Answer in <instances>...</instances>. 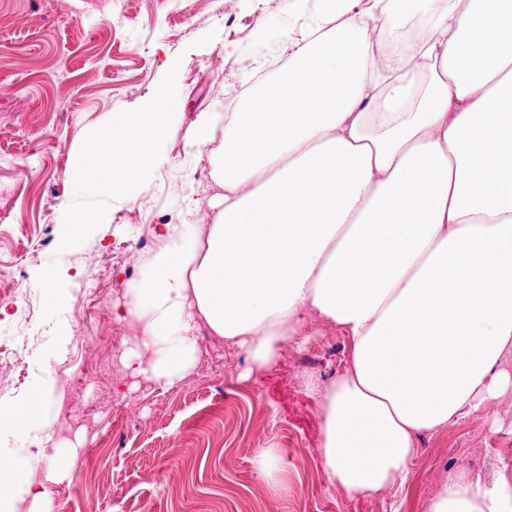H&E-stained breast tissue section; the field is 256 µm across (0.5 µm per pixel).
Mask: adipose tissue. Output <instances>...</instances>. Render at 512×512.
Wrapping results in <instances>:
<instances>
[{
	"label": "adipose tissue",
	"instance_id": "obj_1",
	"mask_svg": "<svg viewBox=\"0 0 512 512\" xmlns=\"http://www.w3.org/2000/svg\"><path fill=\"white\" fill-rule=\"evenodd\" d=\"M172 93L116 112L67 168L69 223H102L89 198L147 186L178 129ZM121 138H113V129ZM224 192L213 224L185 199L112 318L135 322L133 377L186 380L198 332L262 372L310 317L347 337L327 383L321 455L353 497L404 482L416 438L512 389V0H342L332 28L309 25L286 71L230 112H203ZM60 394L37 383L0 411V512H52L47 483L73 448L49 433ZM428 512H512V488L452 473Z\"/></svg>",
	"mask_w": 512,
	"mask_h": 512
}]
</instances>
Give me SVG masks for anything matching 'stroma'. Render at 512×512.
<instances>
[{
  "label": "stroma",
  "instance_id": "obj_1",
  "mask_svg": "<svg viewBox=\"0 0 512 512\" xmlns=\"http://www.w3.org/2000/svg\"><path fill=\"white\" fill-rule=\"evenodd\" d=\"M0 0V285L32 289L56 270L58 304L39 300L32 326L15 306L0 314V403L14 404L46 372L79 356L87 374L61 382L54 437L75 447L71 473L49 488L53 512H427L448 473L512 486V391L482 411L419 434L407 480L352 498L331 485L321 457L322 402L308 376L329 381L350 357L333 326L314 320L304 346L249 372L244 355L201 331L208 355L186 381L120 393L118 360L137 336L112 320V303L140 269L133 245L176 221L192 195L210 224L221 192L207 150L191 147L200 113L233 105L263 75L287 67L288 46L321 15L287 0ZM175 86L177 136L150 184L112 207L104 223L72 230L65 171L86 131L114 112H143ZM73 235L65 250L60 240ZM274 449L291 492L277 497L256 462Z\"/></svg>",
  "mask_w": 512,
  "mask_h": 512
}]
</instances>
